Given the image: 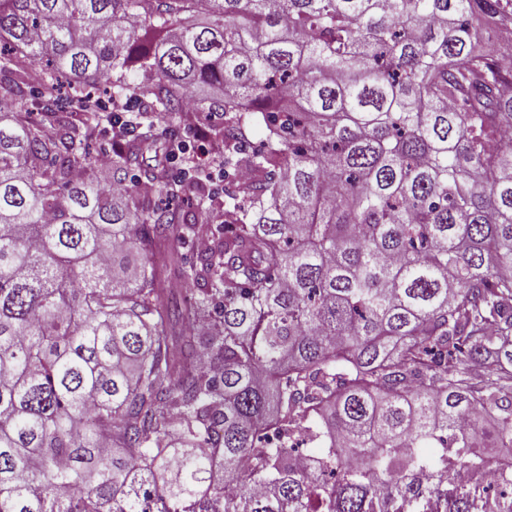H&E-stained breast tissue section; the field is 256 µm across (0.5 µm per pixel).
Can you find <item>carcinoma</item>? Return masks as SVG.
Segmentation results:
<instances>
[{
	"label": "carcinoma",
	"mask_w": 512,
	"mask_h": 512,
	"mask_svg": "<svg viewBox=\"0 0 512 512\" xmlns=\"http://www.w3.org/2000/svg\"><path fill=\"white\" fill-rule=\"evenodd\" d=\"M505 23L512 0H0V512H512V460L492 498L448 488L512 448ZM161 113L221 118L197 193L250 171L219 223L153 203Z\"/></svg>",
	"instance_id": "cac0c4a2"
}]
</instances>
